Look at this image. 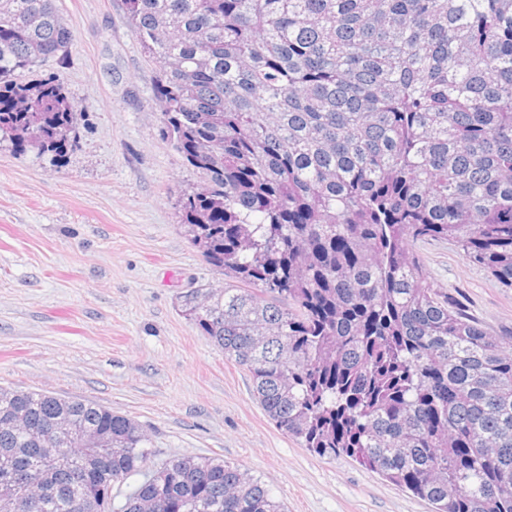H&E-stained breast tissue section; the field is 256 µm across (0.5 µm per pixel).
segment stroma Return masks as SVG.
Returning <instances> with one entry per match:
<instances>
[{"mask_svg":"<svg viewBox=\"0 0 512 512\" xmlns=\"http://www.w3.org/2000/svg\"><path fill=\"white\" fill-rule=\"evenodd\" d=\"M72 33L56 79L76 114L65 163L0 141V386L97 402L144 425L153 465L211 456L248 470L286 512H431L344 455L277 429L247 371L180 313L229 284L186 236L180 200L203 184L164 137L158 59L125 0H55ZM431 279L489 329L512 330V288L454 243H418Z\"/></svg>","mask_w":512,"mask_h":512,"instance_id":"1","label":"stroma"}]
</instances>
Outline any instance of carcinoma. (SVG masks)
<instances>
[{"instance_id": "obj_1", "label": "carcinoma", "mask_w": 512, "mask_h": 512, "mask_svg": "<svg viewBox=\"0 0 512 512\" xmlns=\"http://www.w3.org/2000/svg\"><path fill=\"white\" fill-rule=\"evenodd\" d=\"M162 62L163 130L206 176L183 228L235 279L181 313L248 371L278 429L433 512H512V333L470 318L416 243L454 242L512 288V0H126ZM72 40L54 0H0V137L55 154L54 80L14 79ZM67 421L77 437L47 432ZM134 419L0 387L11 512H284L217 457L149 467ZM143 481L114 505L113 490Z\"/></svg>"}]
</instances>
